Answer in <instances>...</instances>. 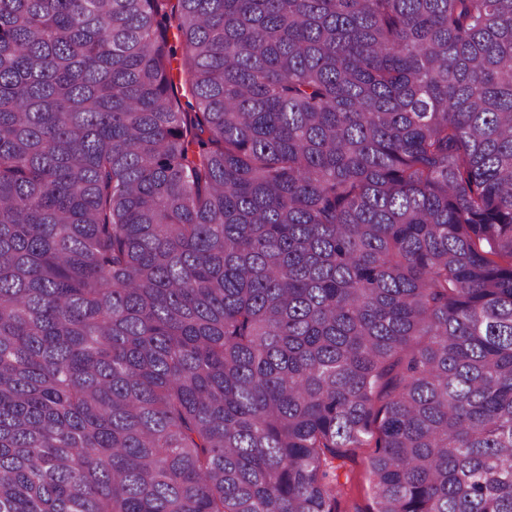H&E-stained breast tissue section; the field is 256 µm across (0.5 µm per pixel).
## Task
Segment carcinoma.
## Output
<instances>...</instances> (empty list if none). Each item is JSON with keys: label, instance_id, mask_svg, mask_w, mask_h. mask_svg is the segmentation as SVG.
<instances>
[{"label": "carcinoma", "instance_id": "cac0c4a2", "mask_svg": "<svg viewBox=\"0 0 512 512\" xmlns=\"http://www.w3.org/2000/svg\"><path fill=\"white\" fill-rule=\"evenodd\" d=\"M353 448L512 512V0H0V512H337Z\"/></svg>", "mask_w": 512, "mask_h": 512}]
</instances>
